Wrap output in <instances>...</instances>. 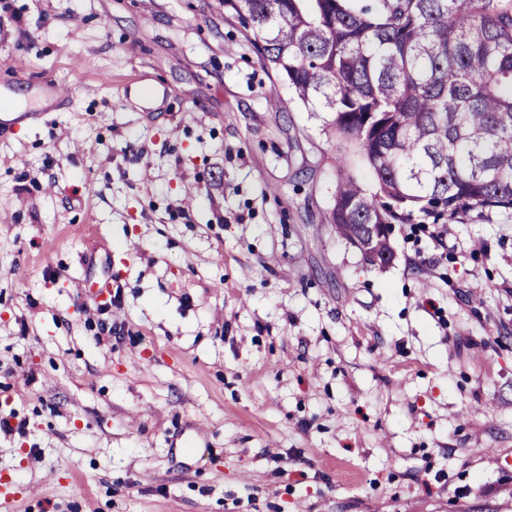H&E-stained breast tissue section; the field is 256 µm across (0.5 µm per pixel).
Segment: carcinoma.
<instances>
[{"label": "carcinoma", "instance_id": "carcinoma-1", "mask_svg": "<svg viewBox=\"0 0 512 512\" xmlns=\"http://www.w3.org/2000/svg\"><path fill=\"white\" fill-rule=\"evenodd\" d=\"M277 73L377 185L340 165L329 223L512 210V0H224ZM372 264L387 245L363 240Z\"/></svg>", "mask_w": 512, "mask_h": 512}]
</instances>
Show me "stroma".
I'll list each match as a JSON object with an SVG mask.
<instances>
[{
    "instance_id": "1",
    "label": "stroma",
    "mask_w": 512,
    "mask_h": 512,
    "mask_svg": "<svg viewBox=\"0 0 512 512\" xmlns=\"http://www.w3.org/2000/svg\"><path fill=\"white\" fill-rule=\"evenodd\" d=\"M19 95L8 512H512V211L417 215L368 264L324 113L223 0H0Z\"/></svg>"
}]
</instances>
